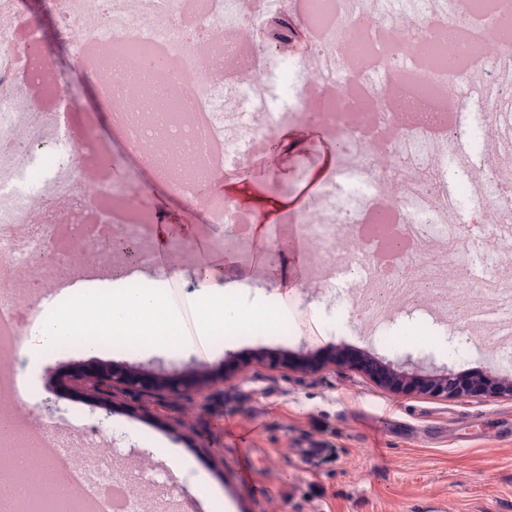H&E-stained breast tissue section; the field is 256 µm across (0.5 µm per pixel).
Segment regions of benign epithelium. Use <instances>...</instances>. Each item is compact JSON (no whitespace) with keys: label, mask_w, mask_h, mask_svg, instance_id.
<instances>
[{"label":"benign epithelium","mask_w":512,"mask_h":512,"mask_svg":"<svg viewBox=\"0 0 512 512\" xmlns=\"http://www.w3.org/2000/svg\"><path fill=\"white\" fill-rule=\"evenodd\" d=\"M417 365L420 373L400 370L389 364L377 367L374 374L383 378L389 390L400 393L411 390L437 398H467L476 393L509 395L512 397V381L488 376L481 383H476L447 368L436 367L426 354L414 359L408 355L402 365ZM74 379L88 386L94 393L111 398L122 394L133 398H149L163 391L172 396H182L192 392L183 382H169L158 385L151 380L117 367L88 372L74 376Z\"/></svg>","instance_id":"7a95c632"}]
</instances>
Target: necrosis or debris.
Returning a JSON list of instances; mask_svg holds the SVG:
<instances>
[{"label":"necrosis or debris","instance_id":"1","mask_svg":"<svg viewBox=\"0 0 512 512\" xmlns=\"http://www.w3.org/2000/svg\"><path fill=\"white\" fill-rule=\"evenodd\" d=\"M53 0L75 56L99 49L86 71L122 114L127 149L152 148L154 168L187 211L238 231L244 210L219 175H241L278 153L276 128L300 123L330 136L338 171L302 208L283 212L312 270L349 281V307L373 339L390 345L392 309L422 307L459 320L448 351L512 340V0ZM306 40L271 57L292 31ZM38 20L19 0H0V345L21 336L50 279L49 254L78 268L118 265L117 243L143 239L156 217L148 189L101 162L97 179L74 181L83 157L104 153L91 125L40 46ZM474 136L490 141L484 165L453 163L463 104ZM460 192L446 190L449 169ZM71 202L67 219L58 206ZM489 239L461 259L457 242ZM79 500L31 491L19 512H140L144 481L111 462L78 472Z\"/></svg>","mask_w":512,"mask_h":512}]
</instances>
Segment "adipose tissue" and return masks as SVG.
I'll use <instances>...</instances> for the list:
<instances>
[{
  "instance_id": "1",
  "label": "adipose tissue",
  "mask_w": 512,
  "mask_h": 512,
  "mask_svg": "<svg viewBox=\"0 0 512 512\" xmlns=\"http://www.w3.org/2000/svg\"><path fill=\"white\" fill-rule=\"evenodd\" d=\"M200 288L191 300L200 336L218 328L242 330L277 320L262 290L242 295L237 284L203 270ZM132 273L118 272L91 288L76 284L63 289L49 311L25 326L18 341L26 368L17 377L22 396H30L41 366L58 353L80 351L96 356L107 351L108 337L137 336L148 350L190 346L182 334V313L167 297L168 277L160 273L141 287H133Z\"/></svg>"
}]
</instances>
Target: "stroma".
<instances>
[{"instance_id":"stroma-1","label":"stroma","mask_w":512,"mask_h":512,"mask_svg":"<svg viewBox=\"0 0 512 512\" xmlns=\"http://www.w3.org/2000/svg\"><path fill=\"white\" fill-rule=\"evenodd\" d=\"M21 2L39 20L44 49L66 86L80 95L96 136L109 143L116 164H123L125 149L112 137L107 108L71 45L58 38L47 0ZM279 156L277 176L254 165L247 181L224 185L226 197L250 209L251 241L260 250L280 219L277 203H303L334 153L313 129L294 123L280 136ZM149 204L168 235H148L142 247L167 251L168 297L182 311L192 347L61 354L43 366L31 400L16 401L17 413L36 416L60 435L93 436L114 450L120 469H150L165 482L171 462L152 454V442H166L191 458L194 466L175 483L174 494L154 499V512H184L200 476L222 494L230 512H512V397L390 392L359 367V358L397 364L417 354L416 345L387 349L374 342L354 320L346 293L307 272L285 278L275 289L266 275L252 280L267 296L287 294L294 333L228 331L219 348L198 338L189 286L204 266L234 277L240 257L214 248L199 254L198 221L167 187L155 186ZM95 366L163 370L198 388L208 401L201 408L186 400L144 406L128 397L106 401L58 377L63 369ZM307 448L323 454L308 460Z\"/></svg>"}]
</instances>
